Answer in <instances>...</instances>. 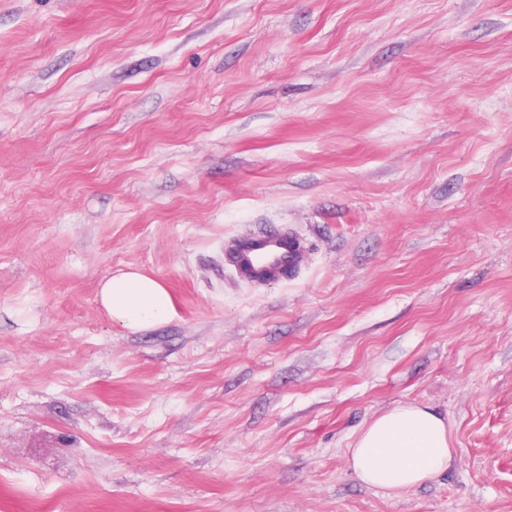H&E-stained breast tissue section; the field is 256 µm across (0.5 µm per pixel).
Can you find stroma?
<instances>
[{
    "label": "stroma",
    "instance_id": "35a3bbf8",
    "mask_svg": "<svg viewBox=\"0 0 512 512\" xmlns=\"http://www.w3.org/2000/svg\"><path fill=\"white\" fill-rule=\"evenodd\" d=\"M401 403L452 463L365 486ZM0 512H512V0H0ZM302 250L288 232L259 233L239 239L224 263L252 281L272 282L300 264ZM98 298L112 324L139 332L175 317L172 298L157 279L134 269L118 271L99 287ZM451 443L447 417L430 405L398 404L360 432L348 457L361 483L401 492L443 476Z\"/></svg>",
    "mask_w": 512,
    "mask_h": 512
}]
</instances>
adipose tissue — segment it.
<instances>
[{
	"mask_svg": "<svg viewBox=\"0 0 512 512\" xmlns=\"http://www.w3.org/2000/svg\"><path fill=\"white\" fill-rule=\"evenodd\" d=\"M98 298L112 323L130 332L163 325L175 317L165 286L133 269L105 279ZM451 443L447 417L426 404H399L360 432L348 457L361 483L401 492L443 476L452 460Z\"/></svg>",
	"mask_w": 512,
	"mask_h": 512,
	"instance_id": "obj_1",
	"label": "adipose tissue"
}]
</instances>
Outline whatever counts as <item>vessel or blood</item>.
<instances>
[{
	"label": "vessel or blood",
	"instance_id": "b4317fda",
	"mask_svg": "<svg viewBox=\"0 0 512 512\" xmlns=\"http://www.w3.org/2000/svg\"><path fill=\"white\" fill-rule=\"evenodd\" d=\"M302 245L286 232L259 233L239 239L224 262L255 282H272L301 262Z\"/></svg>",
	"mask_w": 512,
	"mask_h": 512
}]
</instances>
